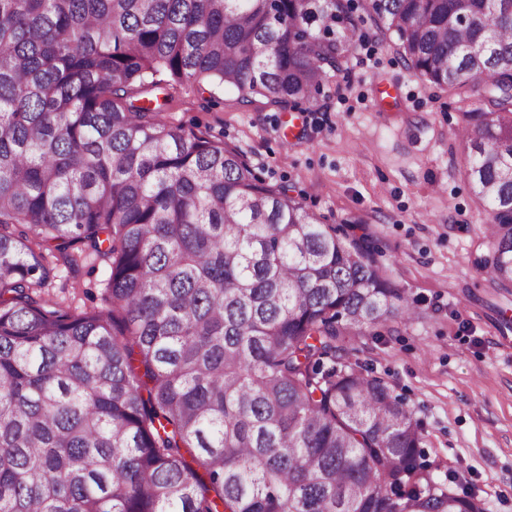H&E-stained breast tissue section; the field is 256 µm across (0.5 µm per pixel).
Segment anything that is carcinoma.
Returning <instances> with one entry per match:
<instances>
[{"mask_svg": "<svg viewBox=\"0 0 512 512\" xmlns=\"http://www.w3.org/2000/svg\"><path fill=\"white\" fill-rule=\"evenodd\" d=\"M396 37L462 113L490 286L512 292V0H0V512H487L349 361L415 314L363 238L160 117L170 80L282 111ZM108 307L33 297L45 253ZM108 275L107 265L86 253L71 268L59 263L56 277L46 286L44 296L77 311L105 308Z\"/></svg>", "mask_w": 512, "mask_h": 512, "instance_id": "1", "label": "carcinoma"}]
</instances>
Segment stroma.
I'll return each instance as SVG.
<instances>
[{
    "label": "stroma",
    "mask_w": 512,
    "mask_h": 512,
    "mask_svg": "<svg viewBox=\"0 0 512 512\" xmlns=\"http://www.w3.org/2000/svg\"><path fill=\"white\" fill-rule=\"evenodd\" d=\"M164 117L240 151L266 183L288 186L325 224L358 220L388 277L418 317L348 343L351 359L392 384L424 427L423 460L437 481L465 477L487 512H512V319L472 263L486 215L465 176L458 102L412 76L393 44L358 40L347 71L326 83L289 128L288 113L207 83L171 91ZM293 130L292 142L281 133ZM107 265L86 254L58 266L46 297L76 310L107 305Z\"/></svg>",
    "instance_id": "35a3bbf8"
}]
</instances>
